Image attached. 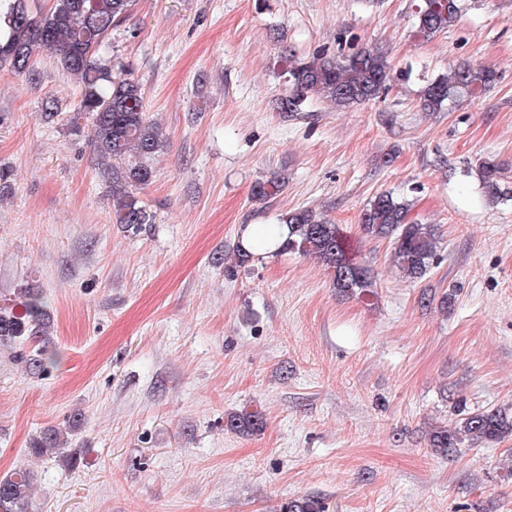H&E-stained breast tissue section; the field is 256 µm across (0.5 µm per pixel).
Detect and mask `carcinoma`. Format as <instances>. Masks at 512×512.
<instances>
[{"instance_id": "1", "label": "carcinoma", "mask_w": 512, "mask_h": 512, "mask_svg": "<svg viewBox=\"0 0 512 512\" xmlns=\"http://www.w3.org/2000/svg\"><path fill=\"white\" fill-rule=\"evenodd\" d=\"M132 0H50L42 11L33 0H0V66L27 80L37 79L34 57L46 52L62 70L81 86L80 110L91 115V146L103 166L109 184L112 223L139 231L153 223V215L138 193L149 185L154 171L148 160L162 150L160 125L146 115L143 93L133 71L114 65L106 44L114 26L131 10ZM461 13L460 0H421L415 12L417 34L429 38L453 25ZM288 77V94L278 109L302 111L308 99L317 97L338 108L380 98L389 91L392 70L379 49L362 48L336 58L316 52L310 56L290 54L282 58ZM497 80L496 70L460 63L429 83L420 95L425 112H442L460 94H480ZM499 168L491 162L481 167L482 189L489 198L512 197L499 181ZM278 182L257 181L252 195L262 201L278 191ZM409 203L380 194L361 215L363 234L371 239H388L392 261L402 277L418 282L431 271L439 238L434 225L409 218ZM278 223L288 226L281 245L257 240L247 246L236 244L227 275L248 264L261 253H298L312 256L333 273L335 288L347 294H363L373 287L369 270L353 257L340 225L311 209L281 213ZM52 318L41 293L32 288L14 292L12 306L0 308V345L29 342L35 353L23 359L26 371L39 374L54 363L48 353ZM82 422L77 412L64 427L40 431L28 448L34 458L64 456L76 465V451L65 453L68 437ZM266 426L262 413L244 410L227 417L225 427L242 436L261 433ZM512 436V406L476 410L461 415L430 434L429 447L437 455L453 453L465 443L501 441ZM38 474L24 467L0 476V512H30ZM280 512H325L314 497L289 500Z\"/></svg>"}]
</instances>
